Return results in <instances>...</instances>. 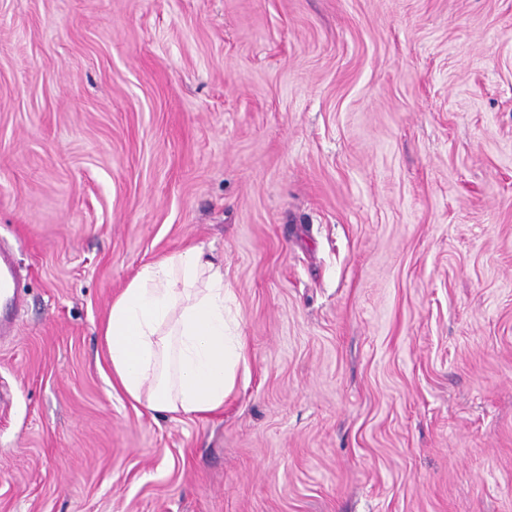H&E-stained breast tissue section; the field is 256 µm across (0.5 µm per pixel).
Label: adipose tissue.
Segmentation results:
<instances>
[{"mask_svg": "<svg viewBox=\"0 0 512 512\" xmlns=\"http://www.w3.org/2000/svg\"><path fill=\"white\" fill-rule=\"evenodd\" d=\"M224 273L202 248L144 264L103 329L113 385L155 412L221 408L244 358Z\"/></svg>", "mask_w": 512, "mask_h": 512, "instance_id": "adipose-tissue-1", "label": "adipose tissue"}]
</instances>
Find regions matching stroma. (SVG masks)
Listing matches in <instances>:
<instances>
[{"label": "stroma", "mask_w": 512, "mask_h": 512, "mask_svg": "<svg viewBox=\"0 0 512 512\" xmlns=\"http://www.w3.org/2000/svg\"><path fill=\"white\" fill-rule=\"evenodd\" d=\"M0 512H512V0H0ZM224 264L221 410L114 389ZM230 302L224 271L202 248L144 264L103 329L112 386L155 412L224 406L245 350ZM17 267L14 258L0 251V335H10L15 324V314L24 299L17 288Z\"/></svg>", "instance_id": "1"}]
</instances>
